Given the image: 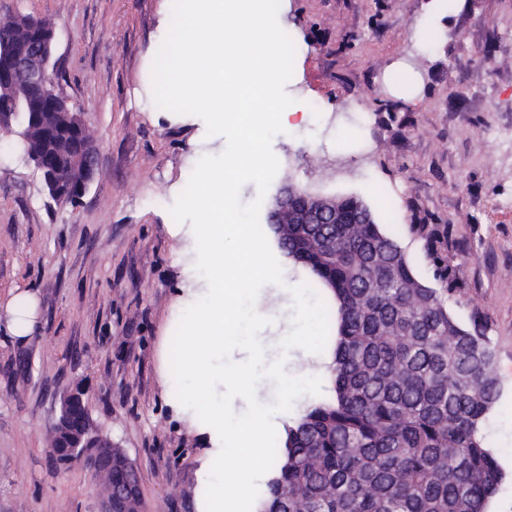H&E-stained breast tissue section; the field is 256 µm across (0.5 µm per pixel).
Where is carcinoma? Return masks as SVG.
Segmentation results:
<instances>
[{"label": "carcinoma", "mask_w": 512, "mask_h": 512, "mask_svg": "<svg viewBox=\"0 0 512 512\" xmlns=\"http://www.w3.org/2000/svg\"><path fill=\"white\" fill-rule=\"evenodd\" d=\"M348 224L288 231V258L325 290L332 364L330 395L308 404L276 437L267 494L256 512H487L505 472L483 434L501 397L494 352L474 318L460 325L445 296L452 265L431 288L405 250L353 197L336 199ZM410 232L433 248L451 233L430 224ZM336 237V254L318 248ZM106 475L135 478L119 461Z\"/></svg>", "instance_id": "1"}]
</instances>
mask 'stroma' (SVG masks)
Segmentation results:
<instances>
[{"instance_id": "1", "label": "stroma", "mask_w": 512, "mask_h": 512, "mask_svg": "<svg viewBox=\"0 0 512 512\" xmlns=\"http://www.w3.org/2000/svg\"><path fill=\"white\" fill-rule=\"evenodd\" d=\"M172 0H0L50 25L59 91L98 147L86 194L61 206L0 133V512H101V478L60 467L50 434L66 392L81 391L94 425L135 468L145 512H198L208 434L189 429L162 380L161 351L181 313L195 238L169 208L223 137L194 115L158 108L151 67ZM289 96L303 121L274 137L281 188L363 201L423 281L438 258L457 267L448 310L477 318L495 354L502 395L485 427L506 477L490 512H512V0H288ZM451 229L456 252L430 253L409 225ZM258 312L267 360L292 326L288 286L306 271L281 260ZM35 294L26 343L4 308Z\"/></svg>"}]
</instances>
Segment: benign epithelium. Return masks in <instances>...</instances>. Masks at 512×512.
I'll return each instance as SVG.
<instances>
[{"mask_svg": "<svg viewBox=\"0 0 512 512\" xmlns=\"http://www.w3.org/2000/svg\"><path fill=\"white\" fill-rule=\"evenodd\" d=\"M53 51V30L28 15L14 16L11 27L0 34V132L11 131L18 111L24 110L23 140H38L24 160L40 172L54 202L75 204L95 178L97 146L81 113L57 91ZM268 222L281 244L288 240L290 224H345L347 216L337 212L335 198L291 185L275 197ZM114 447L93 427L81 395H65L51 432V448L81 460L96 474L103 465L112 467ZM140 499V484L132 482L116 494L107 493L101 512H129V504Z\"/></svg>", "mask_w": 512, "mask_h": 512, "instance_id": "obj_1", "label": "benign epithelium"}]
</instances>
